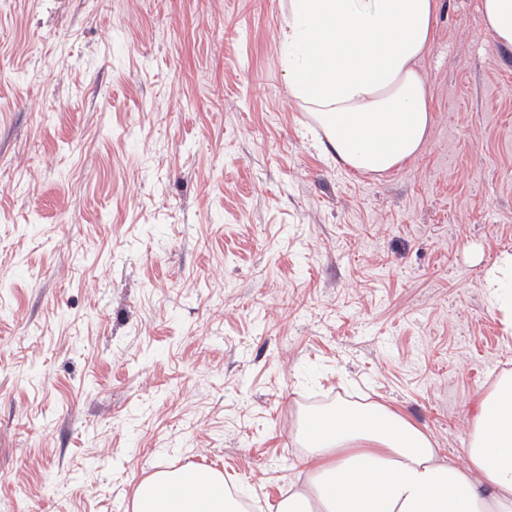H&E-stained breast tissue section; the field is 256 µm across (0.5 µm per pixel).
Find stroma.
<instances>
[{
    "mask_svg": "<svg viewBox=\"0 0 512 512\" xmlns=\"http://www.w3.org/2000/svg\"><path fill=\"white\" fill-rule=\"evenodd\" d=\"M442 0L400 168L315 143L287 0H0V512H131L158 470L276 506L300 411L363 393L464 464L512 374V49ZM492 307L511 327L512 321V253L504 252L486 273Z\"/></svg>",
    "mask_w": 512,
    "mask_h": 512,
    "instance_id": "35a3bbf8",
    "label": "stroma"
}]
</instances>
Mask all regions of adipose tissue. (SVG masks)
Segmentation results:
<instances>
[{
	"instance_id": "ef3b65f1",
	"label": "adipose tissue",
	"mask_w": 512,
	"mask_h": 512,
	"mask_svg": "<svg viewBox=\"0 0 512 512\" xmlns=\"http://www.w3.org/2000/svg\"><path fill=\"white\" fill-rule=\"evenodd\" d=\"M440 0H288L281 36L288 88L311 113L320 146L362 172L398 168L422 151L432 123L419 63ZM493 308L512 321V253L486 273ZM304 479L277 512H512V376L471 408L459 466L427 433L382 406L302 416ZM133 512H242L221 474L160 470Z\"/></svg>"
}]
</instances>
